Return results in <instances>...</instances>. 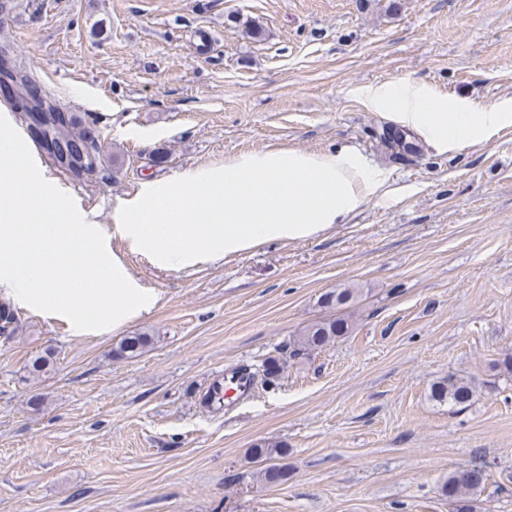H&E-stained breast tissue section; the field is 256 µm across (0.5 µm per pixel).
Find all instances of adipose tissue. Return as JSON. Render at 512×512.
<instances>
[{"label":"adipose tissue","mask_w":512,"mask_h":512,"mask_svg":"<svg viewBox=\"0 0 512 512\" xmlns=\"http://www.w3.org/2000/svg\"><path fill=\"white\" fill-rule=\"evenodd\" d=\"M366 101L440 151L480 145L512 126V103L478 108L413 84L380 86ZM388 178L351 146L332 154L245 152L223 168L146 185L117 210L115 228L153 264L181 271L271 241L321 236L348 223Z\"/></svg>","instance_id":"adipose-tissue-1"}]
</instances>
